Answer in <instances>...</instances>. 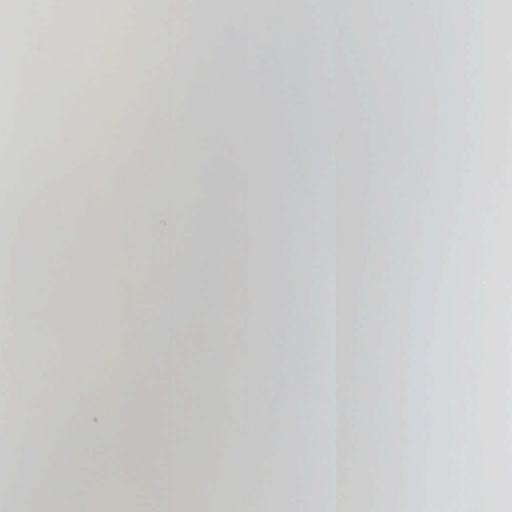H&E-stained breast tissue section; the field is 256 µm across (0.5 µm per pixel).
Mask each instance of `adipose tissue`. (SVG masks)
<instances>
[{"mask_svg": "<svg viewBox=\"0 0 512 512\" xmlns=\"http://www.w3.org/2000/svg\"><path fill=\"white\" fill-rule=\"evenodd\" d=\"M0 20L15 22L18 52L0 66L21 85L9 108L30 115V95L55 118L39 136L10 148L0 168V209L15 216L0 226V512H72L66 494L85 473L87 443L112 434L106 465L112 482L100 501L134 512L148 491L158 512H195L189 492L216 478L226 426H233L241 468L225 512H305L297 483L268 485L282 460L307 465L325 512H375L367 492L375 468L389 512H512V0H266L261 16L248 0H159L155 12L128 10L136 36L122 48L141 68L151 93L136 97L138 123L118 145L67 113L83 84L57 96L42 83L49 54H88L104 43L111 11L61 12L55 0H0ZM261 50L259 71L230 75L227 55ZM207 66L198 69V58ZM414 65L406 73L401 61ZM291 70L289 101L275 131L250 102L223 112L199 101L194 84L221 92L229 78L281 85ZM463 89L448 91V72ZM372 82L370 113L359 112L357 81ZM397 86L410 112H397L385 90ZM455 120L444 126L442 111ZM222 130L250 162L253 194L220 223L224 184L204 194L192 187L185 160L199 139ZM429 137L436 151L402 167L405 131ZM96 152L86 189L51 192L64 167ZM385 160L386 175L367 193V154ZM151 198L149 225L139 224ZM452 223H445V216ZM173 242L165 259L141 245L143 231ZM287 240L271 250V237ZM253 246L242 263L239 242ZM81 243L71 252L72 240ZM320 248H309V240ZM449 241L445 252L430 243ZM34 275L18 295L20 267ZM215 282L205 322L195 316L194 274ZM280 297L265 310L242 271ZM438 275L431 301L420 298L426 271ZM472 303L449 310L447 291ZM330 299H323V291ZM167 301L156 331L183 335L202 325L214 341L197 348L189 366L163 370L147 387L136 381L147 352L138 312ZM235 312L258 355L253 367L281 374L283 385L257 384L249 371L229 379L232 345L218 340L226 312ZM370 337L358 339V325ZM59 329L74 349L97 340L113 357L98 384L50 353L33 356V337ZM251 410L230 420L237 387ZM152 406L135 424L141 402ZM447 414H439V407ZM194 415L191 442L173 448L170 425ZM379 416L378 440L357 419ZM293 435L285 455H266L277 424ZM484 489L460 484L471 465ZM165 470L164 479L144 477ZM458 482L454 498L439 486Z\"/></svg>", "mask_w": 512, "mask_h": 512, "instance_id": "adipose-tissue-1", "label": "adipose tissue"}]
</instances>
